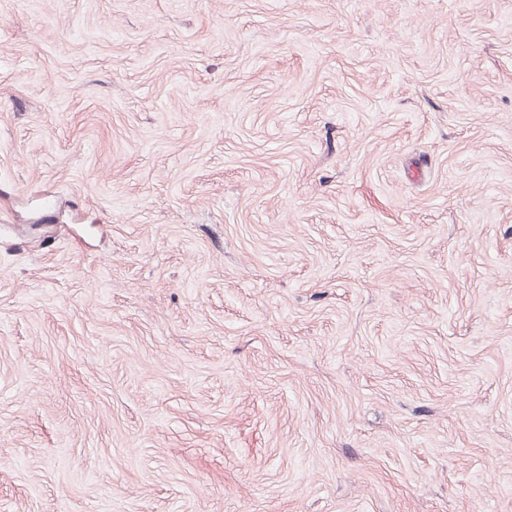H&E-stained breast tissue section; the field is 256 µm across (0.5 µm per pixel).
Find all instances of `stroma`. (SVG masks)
I'll return each instance as SVG.
<instances>
[{"label":"stroma","mask_w":512,"mask_h":512,"mask_svg":"<svg viewBox=\"0 0 512 512\" xmlns=\"http://www.w3.org/2000/svg\"><path fill=\"white\" fill-rule=\"evenodd\" d=\"M0 512H512V0H0Z\"/></svg>","instance_id":"stroma-1"}]
</instances>
